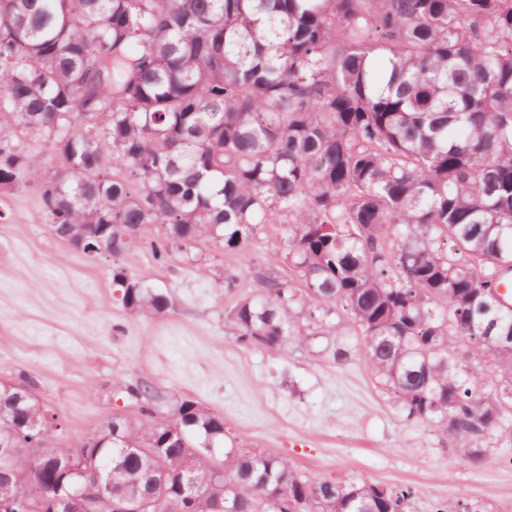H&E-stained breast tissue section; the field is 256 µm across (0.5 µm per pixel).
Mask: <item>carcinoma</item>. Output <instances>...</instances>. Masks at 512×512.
Returning <instances> with one entry per match:
<instances>
[{
    "label": "carcinoma",
    "instance_id": "carcinoma-1",
    "mask_svg": "<svg viewBox=\"0 0 512 512\" xmlns=\"http://www.w3.org/2000/svg\"><path fill=\"white\" fill-rule=\"evenodd\" d=\"M0 110L59 160L36 165L0 128V191L38 185L54 236L95 258L127 234L112 258L146 242L162 262L285 224L250 270L262 293L227 312L240 343L307 346L339 306L405 419L472 463L512 447V307L479 313L512 274V0H0ZM112 284L133 315L167 310L144 275L115 263ZM114 388L148 422L114 415L45 457L61 422L0 385V445L19 449L0 472L27 490L14 512H51L88 457L117 497L151 495L165 467L169 512H407L416 493L305 475L226 443L194 400L159 419L149 385ZM207 445L224 476L197 460L190 498L186 452Z\"/></svg>",
    "mask_w": 512,
    "mask_h": 512
}]
</instances>
